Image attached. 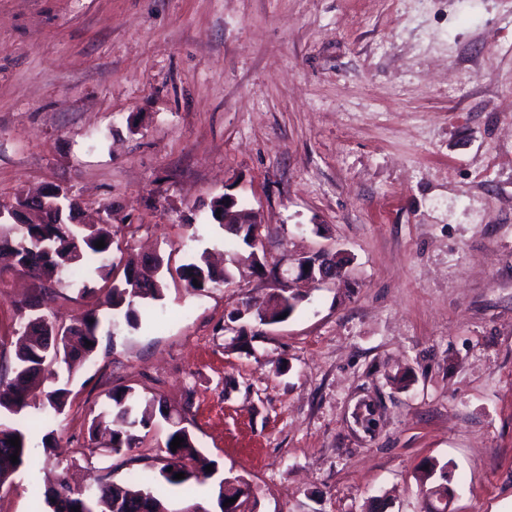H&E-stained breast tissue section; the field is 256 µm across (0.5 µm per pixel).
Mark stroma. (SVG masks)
<instances>
[{"label":"stroma","instance_id":"35a3bbf8","mask_svg":"<svg viewBox=\"0 0 512 512\" xmlns=\"http://www.w3.org/2000/svg\"><path fill=\"white\" fill-rule=\"evenodd\" d=\"M55 185L172 271L64 414L26 420L0 512H42L60 466L153 481L163 420L107 458L89 438L126 386L188 408L258 512H426L427 460L448 512H512V0H0V202ZM222 193L257 212L268 266L329 247L346 278L294 285L282 323L237 317L277 284L233 270ZM205 252L233 280L187 291ZM32 293L0 278L1 363ZM422 485L427 486L426 491L430 496H435L439 501H445L443 509H436V512H445L448 508V470L447 464L440 466L437 463H431L428 469H425L421 476Z\"/></svg>","mask_w":512,"mask_h":512}]
</instances>
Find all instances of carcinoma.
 Masks as SVG:
<instances>
[{
  "label": "carcinoma",
  "instance_id": "cac0c4a2",
  "mask_svg": "<svg viewBox=\"0 0 512 512\" xmlns=\"http://www.w3.org/2000/svg\"><path fill=\"white\" fill-rule=\"evenodd\" d=\"M18 206L30 208L27 224L23 227L11 223V206L0 204L4 211L0 219V257L7 256L10 264L0 265V279L10 271L29 268L31 278L37 282V293L24 300L21 307L28 310L27 320L16 345L12 364L0 368V487L5 485L24 464L27 458L29 439L22 428L29 390L49 380L56 384L46 395L43 414L47 417L64 412L71 391L68 380L97 353L100 312L108 311L112 317H123L128 326L137 328L142 319L150 316L149 305L163 297L165 282L162 273L150 270L134 278L137 264L130 259L124 265L111 261L113 251L112 223L105 220L99 224H73L68 210L54 221H46L39 206H32L29 198L18 196ZM102 240L105 247L96 248ZM242 242L250 248L244 254L249 266L259 272L266 270V256L260 248L247 239ZM185 287L201 291L219 282H227L224 271L213 267L206 256L178 267ZM104 285L99 289L89 286L94 278ZM198 284H193V281ZM65 285L78 289L81 296L91 300L90 308L67 326L61 327L52 321L42 309L56 301V286ZM273 304L264 312L257 313L263 324L277 323L276 317L292 314L299 302L293 293L272 297ZM106 406L92 420L90 431L94 432L109 417L118 418L121 424L110 433L106 452L130 451L141 442L139 432L150 428L159 417L168 425L165 441L166 458L158 471L161 483L191 491L203 485L215 475L205 471L206 465L189 466L186 461H200L192 434L182 425L186 412L173 409L162 400H141L139 393L131 387L111 391ZM184 439L177 450L170 448L174 437ZM19 438V447L7 443ZM18 456V462L9 460ZM184 473V478L174 479L175 474ZM429 495L439 501H448L447 465L432 463L421 476ZM246 483L241 475L224 476L218 481L217 498L232 499L241 494L240 485ZM60 494L52 489L44 493V503L50 512H71L73 508H89V512H170L167 500L162 496V487L153 488L134 478L127 483H115L111 473L103 468H91L90 482L83 494L73 491L64 477L56 482Z\"/></svg>",
  "mask_w": 512,
  "mask_h": 512
}]
</instances>
